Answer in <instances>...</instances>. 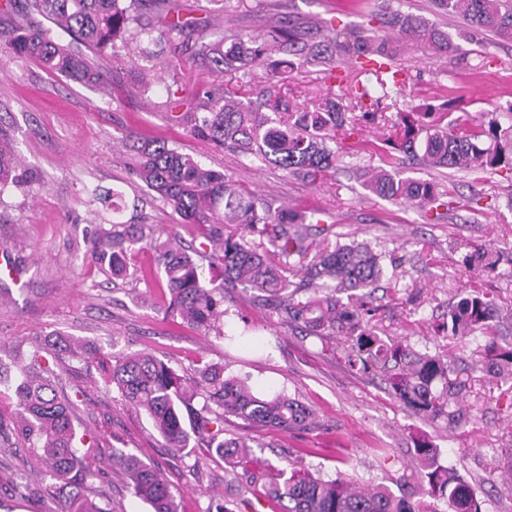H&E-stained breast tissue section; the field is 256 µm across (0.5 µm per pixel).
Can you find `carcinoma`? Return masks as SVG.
Instances as JSON below:
<instances>
[{
  "label": "carcinoma",
  "instance_id": "obj_1",
  "mask_svg": "<svg viewBox=\"0 0 512 512\" xmlns=\"http://www.w3.org/2000/svg\"><path fill=\"white\" fill-rule=\"evenodd\" d=\"M164 21L154 29L141 25L140 0H25L16 34L4 40V58L36 61L44 69L87 86L103 87L102 71L70 46L55 30L105 51L165 39L172 42L193 25L182 17L185 6L176 0H158ZM436 12L459 20L465 32L487 33L497 45L512 46V0H432ZM47 19L53 27H46ZM379 27L397 36L379 35L372 28L320 27L318 39L290 24H275L256 36L225 34L201 37L195 55L201 64L222 73L234 72L235 83L218 85L190 113L191 130L224 149L281 167L311 183L336 172L343 158L336 136L363 131L346 117L347 105L361 118L376 117L384 100L400 94L409 78L398 65L403 40L427 58H448L457 52L453 37L427 22L398 10L372 17ZM284 56L278 67L312 68L323 79L344 88L321 103L291 110L277 91L280 76L274 69L257 71L262 60ZM136 178L185 224H190L203 251L188 253L176 239L154 238L148 224H118L86 241L90 259L114 275L126 271L127 255L136 245L156 255L167 293L166 311L211 330L226 314L224 289L241 287L256 292L255 300L279 310L308 336L319 339L345 336L347 363L362 371H378L396 399L430 419L450 415L468 383L452 378L448 355L417 351L400 342H386L372 331L375 309L367 288L383 276L382 255L363 244L324 246L304 265L297 282L284 271L291 260H303L313 246L316 213L277 212L245 187L202 166L168 142L128 141ZM380 165L354 169L370 194L418 207H449L445 193L432 181L403 178L401 157L416 159L435 169L512 171V106L494 113L483 125H465L445 109L416 106L396 113L389 133L378 147ZM18 158L10 141L0 137V194L18 183ZM122 195L105 190L93 201L118 213ZM208 258L205 276L198 256ZM471 269L496 270L499 252L482 248L466 258ZM498 309L487 292L463 291L448 310V336L486 339L484 359L501 374L512 377V348L501 349L494 338ZM88 361L100 371L107 388L126 404L144 411L153 429L175 453L191 441L209 454L228 460L230 482L242 493L262 489L271 512H438L443 500L451 512H482L476 489L448 465L439 448L425 440L414 444L416 473L428 489L416 500L397 496L382 487L360 488L340 474L326 480L305 467L285 471L271 463L255 472L247 458V444L224 436V421L235 417L249 426L292 430L312 421V410L282 393H259L249 378L227 374L224 365L204 363L193 373H179L147 348L106 352L88 351L79 341L57 334L44 344H0V386L13 391L16 421L12 435L19 447L31 450L50 482L41 492L58 502L56 512H110L88 495L99 470L76 445V400L58 391L56 369L65 361ZM112 465L126 479L133 496L152 512H179L176 496L160 473L131 451L112 449Z\"/></svg>",
  "mask_w": 512,
  "mask_h": 512
}]
</instances>
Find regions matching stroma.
<instances>
[{
    "instance_id": "1",
    "label": "stroma",
    "mask_w": 512,
    "mask_h": 512,
    "mask_svg": "<svg viewBox=\"0 0 512 512\" xmlns=\"http://www.w3.org/2000/svg\"><path fill=\"white\" fill-rule=\"evenodd\" d=\"M383 0H187L188 16L210 21L214 35H255L285 21L300 27L366 24ZM402 12L438 24L459 46L453 60L428 62L421 52L402 59L410 79L397 109L437 104L456 86L462 98L453 116L476 124L485 113L512 106V48L459 35L456 21L436 14L430 0H399ZM199 32L183 33L178 54L158 49L143 55L129 47L88 57L107 77L106 88L89 87L44 70L34 61L14 60L0 71V130L12 140L21 185L0 194V251L8 252L22 273L19 281L0 280V342L38 334L61 333L131 351L147 348L178 371L218 362L229 372L246 374L259 391L294 397L314 412L311 425L290 431L247 429L229 418V434L252 447L253 461L286 467L304 462L311 471L333 479L353 475L358 484L400 492L415 490L414 440L425 437L445 461L478 490L484 512H512V483L500 475L499 462L512 447V390L489 370L476 368L479 342L473 338L436 337L432 323L448 315L457 293L494 289L502 309L512 310V279L473 270L464 258L492 245L512 259V175L448 169L428 170L407 162V177L434 180L447 190L452 208L442 221L424 210L369 195L346 171L311 184L255 159L224 151L194 134L178 117L199 94L233 74L215 75L193 63ZM159 138L191 154L204 166L223 172L257 191L271 207L318 211L332 227L331 242L369 245L383 256L402 258L387 290L376 291L377 327L418 350L454 356L456 370L471 391L459 421L427 419L397 400L381 380L352 369L339 352L340 338L324 341L305 335L274 310L255 304L251 292L224 293L230 312L224 330L229 342L190 328L162 308L158 282L140 279L148 250L129 253L130 271L112 276L84 258L85 240L109 221L151 224L157 232L177 235L183 246L198 239L180 218L149 194L135 177L121 139ZM122 191L125 209L98 212L95 188ZM62 386L82 390L77 429L91 432L87 456L102 469L91 492L112 512H149L126 482L113 473L108 452L125 448L157 468L176 495L182 512H206L210 499L224 489L223 459L194 448L172 456L148 417L124 406L108 392L97 371L81 362L66 364ZM302 448L319 454L299 458ZM25 473L35 484L46 477L33 457L0 448V512H54L48 496L15 491L13 476Z\"/></svg>"
}]
</instances>
